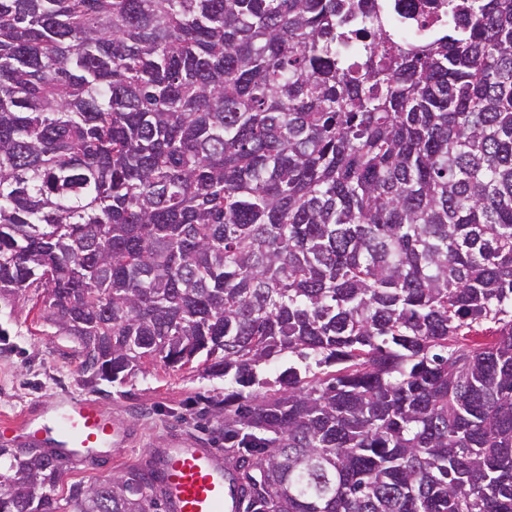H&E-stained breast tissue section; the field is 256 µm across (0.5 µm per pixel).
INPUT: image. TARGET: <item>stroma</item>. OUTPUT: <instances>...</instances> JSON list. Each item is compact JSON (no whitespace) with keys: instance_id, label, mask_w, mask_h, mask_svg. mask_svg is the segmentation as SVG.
Here are the masks:
<instances>
[{"instance_id":"35a3bbf8","label":"stroma","mask_w":512,"mask_h":512,"mask_svg":"<svg viewBox=\"0 0 512 512\" xmlns=\"http://www.w3.org/2000/svg\"><path fill=\"white\" fill-rule=\"evenodd\" d=\"M45 301L40 288L0 293V427L89 397L124 421L131 437L111 461L68 467L64 483L104 480L144 464L173 434L223 448L224 428L207 413L211 402L224 397L223 379L158 363L120 384L90 382L78 340L45 320Z\"/></svg>"}]
</instances>
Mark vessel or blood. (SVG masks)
Wrapping results in <instances>:
<instances>
[{
	"instance_id": "b4317fda",
	"label": "vessel or blood",
	"mask_w": 512,
	"mask_h": 512,
	"mask_svg": "<svg viewBox=\"0 0 512 512\" xmlns=\"http://www.w3.org/2000/svg\"><path fill=\"white\" fill-rule=\"evenodd\" d=\"M26 440L51 449L69 463H85L95 453H115L126 444L124 422L89 400L74 399L53 422H18ZM166 512H238L240 486L221 451L190 437H178L152 460Z\"/></svg>"
}]
</instances>
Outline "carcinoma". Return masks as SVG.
Masks as SVG:
<instances>
[{"label": "carcinoma", "instance_id": "carcinoma-1", "mask_svg": "<svg viewBox=\"0 0 512 512\" xmlns=\"http://www.w3.org/2000/svg\"><path fill=\"white\" fill-rule=\"evenodd\" d=\"M0 0V292L83 372L201 355L242 512H512V0ZM0 512H157L0 448ZM390 21L397 34L404 39L430 36L442 26L451 23L446 0H392L386 1Z\"/></svg>", "mask_w": 512, "mask_h": 512}]
</instances>
